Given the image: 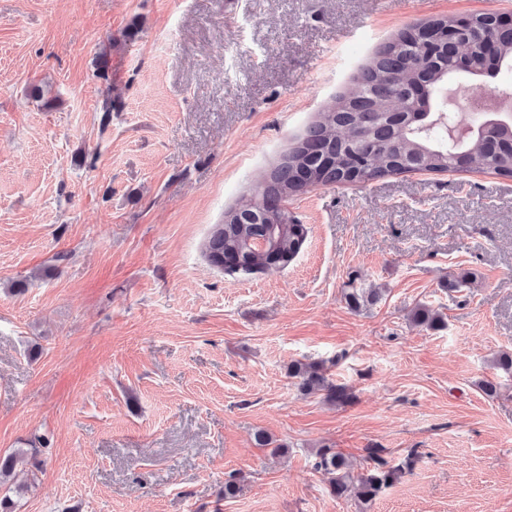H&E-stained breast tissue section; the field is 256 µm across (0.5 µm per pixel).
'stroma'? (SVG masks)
I'll return each instance as SVG.
<instances>
[{
  "mask_svg": "<svg viewBox=\"0 0 512 512\" xmlns=\"http://www.w3.org/2000/svg\"><path fill=\"white\" fill-rule=\"evenodd\" d=\"M477 12L512 0H0V453L49 442L20 512H512V177L320 185L287 202V267L201 252L388 38ZM322 447L417 460L364 505ZM409 319L415 325L430 330H440L445 325L442 313L423 304L415 306L410 311ZM288 376L304 393L324 392L325 398L333 403H346L351 398L345 386L329 379L323 365L296 362L289 367Z\"/></svg>",
  "mask_w": 512,
  "mask_h": 512,
  "instance_id": "35a3bbf8",
  "label": "stroma"
}]
</instances>
